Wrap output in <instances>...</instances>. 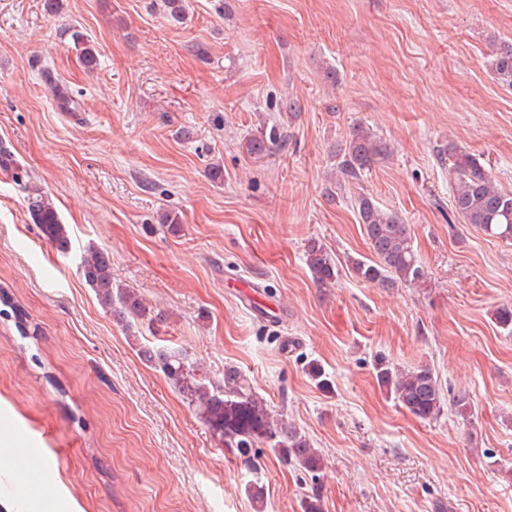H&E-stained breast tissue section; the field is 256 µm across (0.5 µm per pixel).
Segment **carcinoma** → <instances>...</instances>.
Returning a JSON list of instances; mask_svg holds the SVG:
<instances>
[{"instance_id":"cac0c4a2","label":"carcinoma","mask_w":512,"mask_h":512,"mask_svg":"<svg viewBox=\"0 0 512 512\" xmlns=\"http://www.w3.org/2000/svg\"><path fill=\"white\" fill-rule=\"evenodd\" d=\"M79 59L88 71L96 69V49L80 31L71 34ZM492 68L498 80L512 87V44L497 50ZM285 139L273 130L259 132L247 140V152L257 158L266 155ZM387 146L361 126L353 128L345 147L339 150L337 168L347 180H359L385 157ZM449 171L452 176V212L485 235L512 242V192L497 187L491 170L480 158L456 146L448 145ZM0 170L22 179L13 156L0 149ZM359 223L362 224L373 258L349 261L353 276L362 282L383 288L426 286L428 271L414 250L411 225L402 217L380 208L371 197H357ZM27 210L44 240L62 254L70 252L68 230L49 197L38 187L28 186ZM306 263L316 283L327 285L336 280L339 269L326 248L316 241L309 243ZM85 283L94 289L100 304L125 326L141 321L149 324L163 321V315L152 314L133 288H115L112 261L102 249L90 245L78 263ZM144 360L161 371L169 385L177 391L224 445L249 461L256 448L264 445L282 459L319 478L323 457L311 440L295 425L274 418L266 400L254 391L246 376L235 367L224 369V380L214 383L199 364L171 348H144ZM378 382L395 395L402 407L421 420L437 418L448 405L466 410L469 400L465 392L443 394L438 376L428 364L401 371L381 359L375 364Z\"/></svg>"}]
</instances>
